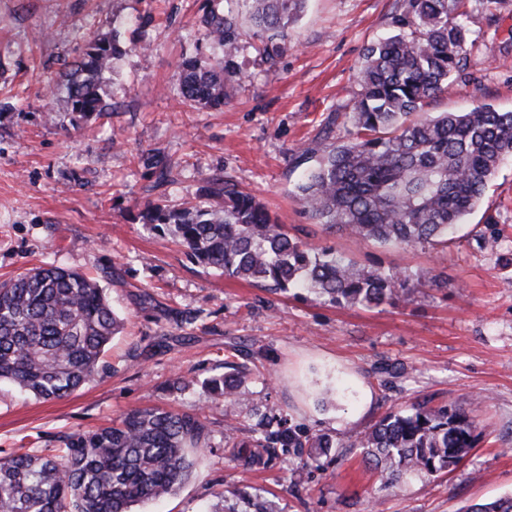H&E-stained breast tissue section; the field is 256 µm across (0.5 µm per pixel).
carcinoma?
<instances>
[{
  "label": "carcinoma",
  "mask_w": 512,
  "mask_h": 512,
  "mask_svg": "<svg viewBox=\"0 0 512 512\" xmlns=\"http://www.w3.org/2000/svg\"><path fill=\"white\" fill-rule=\"evenodd\" d=\"M235 2L249 13L258 51L272 60L288 49V25L306 0ZM462 2L398 0L392 33L367 48L343 136L321 150L297 185L304 210L326 230L364 243L445 246L499 166L512 160V111L482 104L468 112H424L465 75L470 30ZM201 24L213 57L182 62L178 97L212 109L230 100L241 78L243 32L224 0H207ZM119 26L90 38L65 72L68 110L80 118L106 111L100 84L119 50ZM205 197L208 204L182 210L155 204L147 218L207 268L350 306L409 301L415 293L402 272L366 268L291 237L287 225L231 183H212ZM122 327L97 281L53 264L26 269L0 283V382L42 399L69 395L103 368L105 349ZM240 384L229 374L204 387L215 400L234 401ZM256 411L259 429L247 441L230 439L234 446L278 448L285 456L332 447L329 437L307 435L266 403ZM474 431L468 412L423 400L408 413H386L356 444L394 483L453 470L475 447ZM204 440L199 416L140 408L68 436L53 454L0 455V512H132L188 481L190 450L207 447ZM463 512H512V493Z\"/></svg>",
  "instance_id": "obj_1"
}]
</instances>
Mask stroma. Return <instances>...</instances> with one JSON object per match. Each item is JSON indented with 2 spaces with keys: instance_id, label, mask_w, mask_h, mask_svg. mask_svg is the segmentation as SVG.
I'll use <instances>...</instances> for the list:
<instances>
[{
  "instance_id": "obj_1",
  "label": "stroma",
  "mask_w": 512,
  "mask_h": 512,
  "mask_svg": "<svg viewBox=\"0 0 512 512\" xmlns=\"http://www.w3.org/2000/svg\"><path fill=\"white\" fill-rule=\"evenodd\" d=\"M205 0H0V282L46 262L95 277L124 320L103 370L44 400L0 384V455L44 454L76 432L142 407L202 414L209 448L175 494L134 512H461L512 492V162L447 247L360 244L305 214L308 157L342 136L364 50L397 0H307L288 48L266 63L244 39L243 78L222 110L179 103V66L207 58ZM470 75L431 112L512 110V0H469ZM125 23L104 76L109 110L73 120L64 62ZM56 112L48 123L47 112ZM250 192L290 234L419 280L412 301L343 306L272 293L197 264L156 231L148 204L199 203L207 182ZM448 280L438 290L432 275ZM244 366L239 401L204 380ZM187 388L171 391L176 379ZM333 446L318 461L234 452L225 434L255 425L258 399ZM432 400L474 409L476 445L448 473L388 484L354 441L382 415ZM224 488L225 501L213 496Z\"/></svg>"
}]
</instances>
